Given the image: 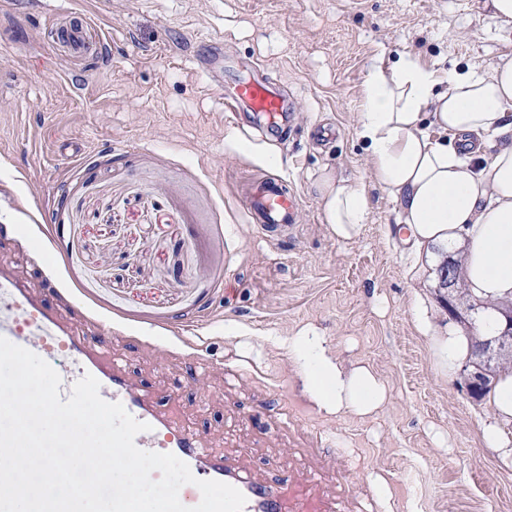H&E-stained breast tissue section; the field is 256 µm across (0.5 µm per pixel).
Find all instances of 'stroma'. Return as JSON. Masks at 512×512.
<instances>
[{
  "label": "stroma",
  "instance_id": "stroma-1",
  "mask_svg": "<svg viewBox=\"0 0 512 512\" xmlns=\"http://www.w3.org/2000/svg\"><path fill=\"white\" fill-rule=\"evenodd\" d=\"M86 0H0V258L22 270L41 247L75 321L105 323L104 347L215 450L265 477L347 501L351 512H512V469L484 449L483 402L441 375L430 336L448 322L440 265L397 238L395 205L372 188L357 136L375 63L488 70L512 54L477 0H106L93 12L98 65L64 63L49 15ZM220 46L225 83L264 68L298 97L281 154L301 222L264 238L245 215L268 174L193 62ZM370 184L357 239L329 235L317 184ZM433 304L414 326L416 296ZM188 339L209 369L168 361L141 334ZM317 336L346 368H368L387 403L326 414L284 341Z\"/></svg>",
  "mask_w": 512,
  "mask_h": 512
}]
</instances>
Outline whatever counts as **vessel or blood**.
Returning <instances> with one entry per match:
<instances>
[{
    "instance_id": "obj_1",
    "label": "vessel or blood",
    "mask_w": 512,
    "mask_h": 512,
    "mask_svg": "<svg viewBox=\"0 0 512 512\" xmlns=\"http://www.w3.org/2000/svg\"><path fill=\"white\" fill-rule=\"evenodd\" d=\"M61 33L73 54L89 51L85 21H68ZM212 86L219 91L225 111L251 113L255 124L266 133H282L286 116L299 110L298 102L286 97L261 73L228 90L218 80ZM245 214L248 223L266 230L290 228L300 221V197L284 179L262 180L248 193ZM52 291L49 285L35 290L14 268L0 264V336L53 366L62 380L61 400H68L73 385L85 374H92L100 383L104 400L122 403L135 419L149 424V431L135 438L140 449L174 454L188 464L197 480L236 487L246 499L243 512H336L335 505L297 487L292 478L272 483L244 476L235 459L206 448L200 435L180 426L172 411L160 408L154 392L130 381L122 362L95 340L98 322L66 319L63 311L69 302L53 296Z\"/></svg>"
}]
</instances>
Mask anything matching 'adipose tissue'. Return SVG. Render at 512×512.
Returning a JSON list of instances; mask_svg holds the SVG:
<instances>
[{"label": "adipose tissue", "instance_id": "obj_1", "mask_svg": "<svg viewBox=\"0 0 512 512\" xmlns=\"http://www.w3.org/2000/svg\"><path fill=\"white\" fill-rule=\"evenodd\" d=\"M451 133L432 139L426 116ZM358 135L369 154L375 184L396 206L398 232L413 255L434 264L437 249L462 251V275L474 298L512 300V55L484 72H440L404 57L391 67L372 65L364 80ZM499 139L495 153L460 156L454 138ZM323 218L341 240L360 234L369 215L367 186L328 173L320 182ZM474 336L448 322L432 337L434 361L455 374L474 350ZM307 389L329 413L367 415L385 403L382 383L368 370L345 371L319 350L315 336H293ZM489 416L480 426L485 448L512 467V370L501 372L485 395Z\"/></svg>", "mask_w": 512, "mask_h": 512}]
</instances>
